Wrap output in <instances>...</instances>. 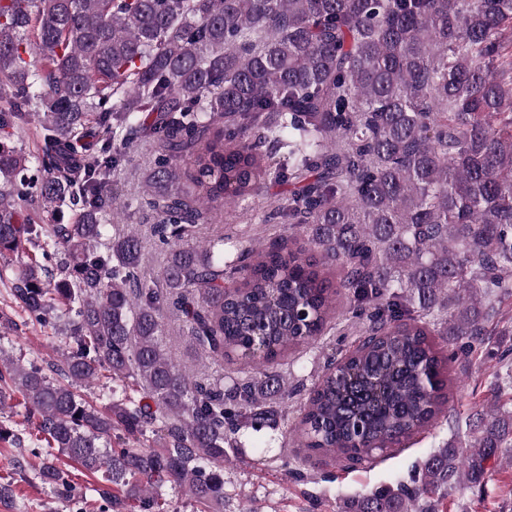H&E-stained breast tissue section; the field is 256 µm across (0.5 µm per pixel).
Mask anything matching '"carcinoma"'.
Segmentation results:
<instances>
[{
    "label": "carcinoma",
    "instance_id": "cac0c4a2",
    "mask_svg": "<svg viewBox=\"0 0 512 512\" xmlns=\"http://www.w3.org/2000/svg\"><path fill=\"white\" fill-rule=\"evenodd\" d=\"M31 123L41 141L25 156L9 142ZM141 136L158 154L144 180L153 232L170 244L155 278L108 181ZM271 183L291 186L288 203L257 217L304 245L198 241L207 215L253 212ZM27 243L63 254L59 276L24 260ZM5 252L17 265L0 279L23 311L75 319L71 351L46 369L0 346V408L20 394L31 443L147 512H165L169 485L224 512V445L277 423L271 399L288 393L266 366L332 326L341 293L365 336L309 393L296 440L357 462L410 439L448 403L431 328L481 343L512 298V0H0ZM321 265L340 270L337 286ZM169 309L196 347L256 377L226 389L191 376L164 345ZM102 368L103 410L68 385ZM465 425L420 478L348 512H440L463 473L477 483L484 462L512 461V392ZM149 430L160 447L128 443ZM39 477L71 498L53 462Z\"/></svg>",
    "mask_w": 512,
    "mask_h": 512
}]
</instances>
